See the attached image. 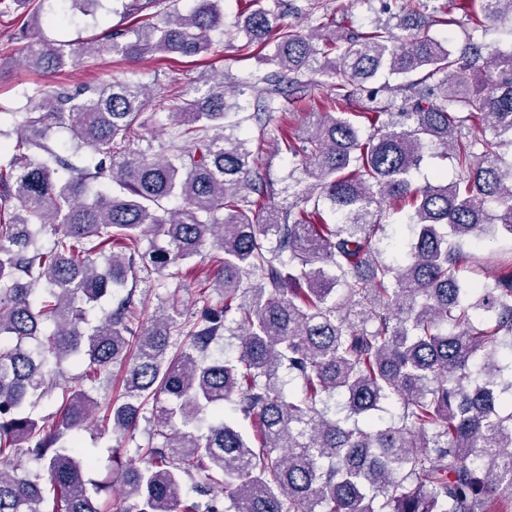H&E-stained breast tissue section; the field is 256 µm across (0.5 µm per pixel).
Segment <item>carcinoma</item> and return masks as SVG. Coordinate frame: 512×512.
Instances as JSON below:
<instances>
[{
  "mask_svg": "<svg viewBox=\"0 0 512 512\" xmlns=\"http://www.w3.org/2000/svg\"><path fill=\"white\" fill-rule=\"evenodd\" d=\"M220 0L140 18L89 42L37 38L22 65L60 71L104 54L206 57ZM471 28L455 47L433 25ZM367 29L302 32L280 0H244L238 32L273 70L233 87L224 74L161 97L174 132L153 157L135 128L144 85L39 90L0 163V512H498L512 502V247L493 282H473L465 247L512 240V49L478 36L512 20V0H404ZM331 91L290 135L285 104ZM365 111L349 113L351 100ZM260 139L288 156L294 201L272 202ZM71 128L78 167L46 142ZM455 178L418 184L425 150ZM111 182L87 198L88 181ZM412 236L384 258L386 227ZM50 230V249L39 235ZM161 238L148 251L147 237ZM209 256L202 317L177 294L142 317L139 268L179 279ZM223 302L208 305L210 291ZM113 306L96 322L88 311ZM225 336L235 359L209 356ZM86 368L64 382L63 365ZM120 390L98 400L90 386ZM57 409L40 421L43 399ZM398 401L385 427L376 411ZM101 414L111 458L151 439L121 470L109 507L87 478L80 433ZM198 496H183L188 482ZM229 505H224V502Z\"/></svg>",
  "mask_w": 512,
  "mask_h": 512,
  "instance_id": "obj_1",
  "label": "carcinoma"
}]
</instances>
